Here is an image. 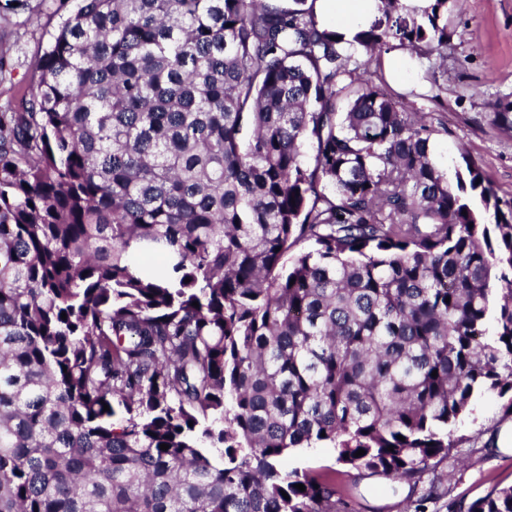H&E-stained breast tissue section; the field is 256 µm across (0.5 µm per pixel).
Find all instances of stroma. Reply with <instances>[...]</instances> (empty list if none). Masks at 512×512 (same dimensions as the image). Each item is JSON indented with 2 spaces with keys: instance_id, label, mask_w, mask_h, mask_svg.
<instances>
[{
  "instance_id": "1",
  "label": "stroma",
  "mask_w": 512,
  "mask_h": 512,
  "mask_svg": "<svg viewBox=\"0 0 512 512\" xmlns=\"http://www.w3.org/2000/svg\"><path fill=\"white\" fill-rule=\"evenodd\" d=\"M55 0H26L18 13L0 10V108H19L36 62L55 25ZM426 61H416L409 79L392 83V95L413 102L419 112L444 121L433 136L436 164L449 170L473 160L497 195L512 199V128L496 123L495 112L512 105V0H448V48L438 85L422 79ZM512 421V403L493 392L475 395L457 423L459 437L440 465L448 491L424 499V487L391 485L367 471L349 469L356 487L344 512H467L475 500L495 488L512 485V451L493 448L489 435Z\"/></svg>"
}]
</instances>
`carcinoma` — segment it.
<instances>
[{
    "label": "carcinoma",
    "mask_w": 512,
    "mask_h": 512,
    "mask_svg": "<svg viewBox=\"0 0 512 512\" xmlns=\"http://www.w3.org/2000/svg\"><path fill=\"white\" fill-rule=\"evenodd\" d=\"M59 2L0 110V512H341L280 464L315 444L420 482L512 393V201L378 79L448 0L351 42L317 0Z\"/></svg>",
    "instance_id": "carcinoma-1"
}]
</instances>
